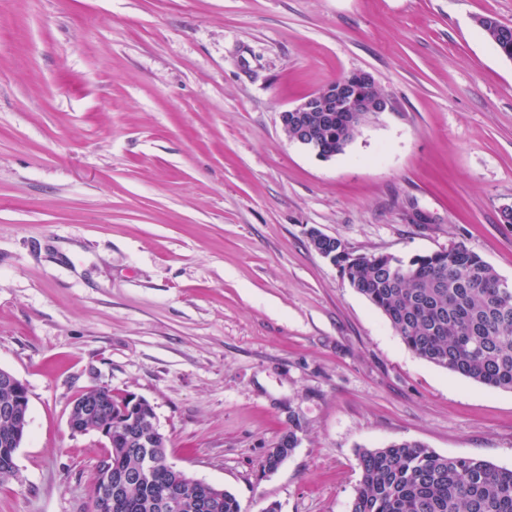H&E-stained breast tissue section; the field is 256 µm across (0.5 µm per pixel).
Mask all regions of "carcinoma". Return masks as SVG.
I'll return each mask as SVG.
<instances>
[{
  "label": "carcinoma",
  "mask_w": 512,
  "mask_h": 512,
  "mask_svg": "<svg viewBox=\"0 0 512 512\" xmlns=\"http://www.w3.org/2000/svg\"><path fill=\"white\" fill-rule=\"evenodd\" d=\"M478 25L512 60V31L478 18ZM310 139L325 153H343L359 133L342 112H306ZM315 251L332 258L357 290L380 309L418 357L477 383L512 391V283L500 278L463 245L404 260L392 254L354 255L336 238L310 237ZM91 396L112 417V445L91 490L93 512L117 471L142 470L116 512H242L229 490L188 475L167 460V439L154 407L133 406L109 388ZM19 425L0 414V483L15 475ZM300 419L269 452L265 469H276L297 447ZM361 480L350 512H512V469L487 461L447 457L417 442L363 448Z\"/></svg>",
  "instance_id": "obj_1"
}]
</instances>
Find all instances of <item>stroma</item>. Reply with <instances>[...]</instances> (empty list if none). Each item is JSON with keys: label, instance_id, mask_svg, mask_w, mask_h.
Masks as SVG:
<instances>
[{"label": "stroma", "instance_id": "stroma-1", "mask_svg": "<svg viewBox=\"0 0 512 512\" xmlns=\"http://www.w3.org/2000/svg\"><path fill=\"white\" fill-rule=\"evenodd\" d=\"M480 16L512 0H0V368L30 407L0 512H92V385L242 512H350L358 450L404 440L512 469V392L416 356L310 244H462L512 282V60ZM352 71L394 111L327 160L290 141L280 112ZM303 426L300 419L293 417L290 419V425L288 431L280 438L278 443L269 452L265 460V469L268 471L275 470L283 457L288 453V456L293 452L294 448L297 447L299 438L297 433L302 431Z\"/></svg>", "mask_w": 512, "mask_h": 512}]
</instances>
